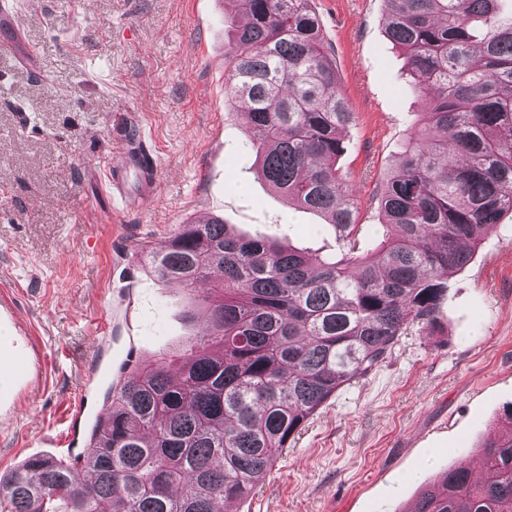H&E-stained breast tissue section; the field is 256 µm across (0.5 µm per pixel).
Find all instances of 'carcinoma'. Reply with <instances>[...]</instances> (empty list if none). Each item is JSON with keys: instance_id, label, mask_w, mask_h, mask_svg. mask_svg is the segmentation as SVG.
Segmentation results:
<instances>
[{"instance_id": "carcinoma-1", "label": "carcinoma", "mask_w": 512, "mask_h": 512, "mask_svg": "<svg viewBox=\"0 0 512 512\" xmlns=\"http://www.w3.org/2000/svg\"><path fill=\"white\" fill-rule=\"evenodd\" d=\"M225 97L249 129L254 174L325 217L339 246L285 249L224 221L180 224L142 247L157 280L210 284L198 334L109 389L72 463L27 459L0 475V512H222L251 495L301 427L391 353L433 332L448 279L512 214V10L503 0H386V34L429 95L424 130L377 195L381 235L357 248L358 206L337 166L355 113L311 0H236ZM179 374L171 375V364ZM478 457L448 469L410 512H512V412Z\"/></svg>"}]
</instances>
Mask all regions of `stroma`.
Returning <instances> with one entry per match:
<instances>
[{"label": "stroma", "instance_id": "35a3bbf8", "mask_svg": "<svg viewBox=\"0 0 512 512\" xmlns=\"http://www.w3.org/2000/svg\"><path fill=\"white\" fill-rule=\"evenodd\" d=\"M40 58L0 61V475L63 457L50 436L106 386L88 373L176 355L197 334L190 302L140 256L201 214L285 246L333 243L324 219L250 173L244 120L224 97V0H8ZM356 114L339 164L370 249L375 195L423 124L385 0H313ZM141 129L157 162L150 205L112 201L105 163ZM432 334L391 354L325 404L231 512H405L423 484L470 458L512 411V217L452 274Z\"/></svg>", "mask_w": 512, "mask_h": 512}]
</instances>
